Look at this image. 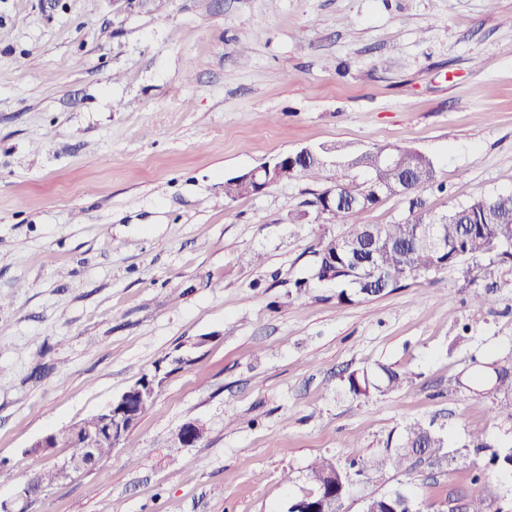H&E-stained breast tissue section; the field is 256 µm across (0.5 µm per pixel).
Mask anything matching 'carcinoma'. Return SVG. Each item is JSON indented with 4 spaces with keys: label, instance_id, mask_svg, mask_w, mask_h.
Here are the masks:
<instances>
[{
    "label": "carcinoma",
    "instance_id": "1",
    "mask_svg": "<svg viewBox=\"0 0 512 512\" xmlns=\"http://www.w3.org/2000/svg\"><path fill=\"white\" fill-rule=\"evenodd\" d=\"M399 157V176H407L403 195L408 199V216L389 224H368L363 215L375 206L380 197L375 186L395 181L393 170L379 164V149L360 153L336 147V159L345 167L360 168L368 179L359 188L341 185L344 197L330 208L325 194L316 196L311 205L316 218L325 224L350 222L349 230L341 236L322 241L316 251L311 278L295 281L297 292L309 288V280L336 283L341 286L337 294L339 303H352L359 298L378 296L401 287L405 281L419 274L442 273L466 268L489 270L512 264V191L480 196L467 204L452 207L442 217L446 222L433 223L435 215L422 211L420 194L437 183L435 161L426 154L409 147H396ZM323 166L314 160L305 166L282 165L280 181H288L302 173L314 174ZM251 195L245 182L228 180L224 183V196L236 200ZM488 306L487 293L474 289L473 313L467 318L463 330L482 320ZM381 380L367 372L348 375V390L358 397H369L401 387L408 381L407 374L388 366H380ZM477 382L490 384L496 398L492 412L494 418L512 424V366H499L477 377ZM433 461L445 459L452 464L459 459L470 461L469 478L476 492L462 498V512H506V491L502 479L512 477V445H502L487 428H472L457 449H447V440L433 423H414L393 449L385 448L368 458L353 457L342 463L333 458H319L309 468L308 479L311 505L317 512H328L330 503L341 504L359 484L390 465L402 466L415 456ZM34 495H39L55 484L54 468H47L33 476ZM362 512H424L415 490L410 485L398 484L387 491L363 499Z\"/></svg>",
    "mask_w": 512,
    "mask_h": 512
}]
</instances>
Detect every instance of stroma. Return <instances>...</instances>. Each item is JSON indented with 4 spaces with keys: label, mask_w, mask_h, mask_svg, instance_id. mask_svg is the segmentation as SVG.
<instances>
[{
    "label": "stroma",
    "mask_w": 512,
    "mask_h": 512,
    "mask_svg": "<svg viewBox=\"0 0 512 512\" xmlns=\"http://www.w3.org/2000/svg\"><path fill=\"white\" fill-rule=\"evenodd\" d=\"M334 145L433 157L434 213L512 190V0H0V500L69 456L35 450L45 434L152 373L111 454L25 512H286L316 458L371 456L414 421L452 445L483 426L512 441L494 395L456 388L512 363V268L350 305L332 283L299 296L319 242L348 229L310 201L365 173L224 196L227 178ZM379 363L410 385L346 392ZM187 422L204 434L180 448ZM400 483L428 503L472 490L465 463L413 460L342 512Z\"/></svg>",
    "instance_id": "35a3bbf8"
}]
</instances>
